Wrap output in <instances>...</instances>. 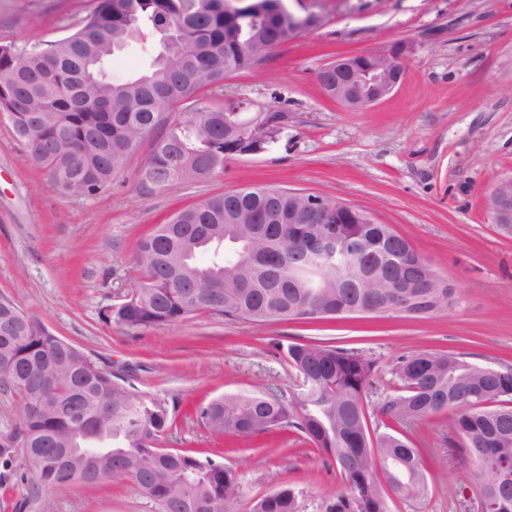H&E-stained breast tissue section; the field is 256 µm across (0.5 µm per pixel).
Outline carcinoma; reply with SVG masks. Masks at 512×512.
Wrapping results in <instances>:
<instances>
[{
    "instance_id": "obj_1",
    "label": "carcinoma",
    "mask_w": 512,
    "mask_h": 512,
    "mask_svg": "<svg viewBox=\"0 0 512 512\" xmlns=\"http://www.w3.org/2000/svg\"><path fill=\"white\" fill-rule=\"evenodd\" d=\"M284 0H97L73 32L31 47L0 44V115L8 118L27 158L64 195L94 199L112 181L142 139L157 127L141 184L163 191L177 182L204 181L224 171L235 156L256 154L276 143L288 122L269 109V133L253 137L256 116L239 102L222 109L185 108L206 89L251 68L246 53L292 39ZM161 40L150 68L122 84L108 80L105 63L132 42ZM288 192L237 188L210 196L156 225L137 248L141 272L125 300L104 318L128 329L178 323L199 312L265 324L342 317L356 307L391 310L388 279L402 265L427 260L413 246L383 252L363 271L368 287L334 268L313 264L310 243L316 224H277L255 240L252 221L263 223ZM346 237L374 246L402 239L389 224L342 225ZM213 253L207 265L197 262ZM288 364L307 380L287 399L261 392L218 397L197 409L212 433L251 435L287 424L304 433L336 464L347 492L325 512H388L387 498H421L428 492L418 453L408 441L383 432L371 438L362 403L374 363L350 350L292 343ZM400 390L383 405L398 422L448 410L460 439V455L477 484L480 512L503 491H485L491 461L512 463V367L493 368L450 354L414 352L394 368ZM18 393L23 417L0 435V482L7 464L23 455L35 485L53 492L106 479H132L163 512H234L242 489L230 468L183 451L165 452V405L112 379L74 346L52 334L36 317L0 297V386ZM404 466L396 480L380 477L370 458L372 442ZM472 448H485L479 459ZM302 492L283 487L259 499L253 512H300Z\"/></svg>"
}]
</instances>
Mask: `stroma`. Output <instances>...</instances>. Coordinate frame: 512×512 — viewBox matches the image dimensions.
<instances>
[{"mask_svg":"<svg viewBox=\"0 0 512 512\" xmlns=\"http://www.w3.org/2000/svg\"><path fill=\"white\" fill-rule=\"evenodd\" d=\"M95 0H0V42L33 45L65 36ZM323 25L272 49L253 68L207 92L211 108L242 101L277 107L288 128L266 151L234 157L223 173L152 193L139 172L144 139L112 182L89 200L58 193L32 166L0 118V295L38 317L127 388L162 401L163 445L234 470L243 489L236 512L285 486L302 491L301 512H324L347 491L328 457L291 427L249 438L217 436L195 406L220 395L262 390L289 397L301 379L281 347L318 342L351 350L375 370L363 395L372 433L397 431L417 448L429 491L388 501L390 512H476L475 480L443 411L396 423L382 412L401 383L399 357L450 353L485 366H512V238L490 224L484 199L512 179V0H288ZM160 51L131 44L105 70L115 84L145 71ZM397 55L401 84L367 109L329 97L317 76L343 54ZM271 186L329 196L392 225L455 285L459 304L426 319L399 315L255 325L200 313L131 330L104 321L138 280L139 240L180 208L226 190ZM0 485V512H162L132 479L78 485L52 494L23 477Z\"/></svg>","mask_w":512,"mask_h":512,"instance_id":"obj_1","label":"stroma"}]
</instances>
